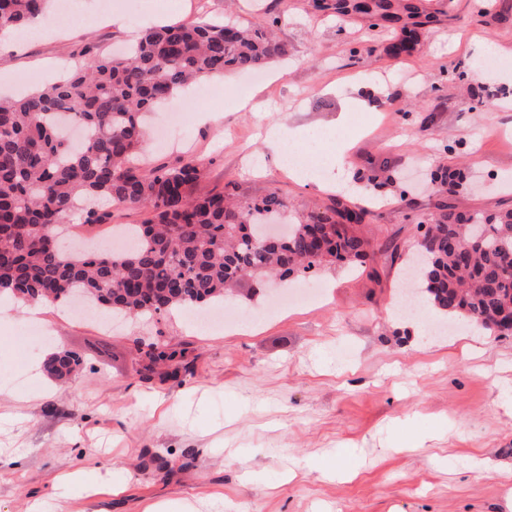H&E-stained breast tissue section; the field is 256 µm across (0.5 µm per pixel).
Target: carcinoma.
Wrapping results in <instances>:
<instances>
[{
	"label": "carcinoma",
	"instance_id": "1",
	"mask_svg": "<svg viewBox=\"0 0 512 512\" xmlns=\"http://www.w3.org/2000/svg\"><path fill=\"white\" fill-rule=\"evenodd\" d=\"M49 4L0 0V32L25 28ZM286 55L267 24L201 16L148 28L119 57L99 53L87 69L0 97V297L61 304L81 296L89 305L140 317L219 307L239 296L246 281L258 288L268 275L286 279L336 261H376L363 210L337 203L270 241L269 220L289 209L279 192L236 202L222 191L197 193L200 163H133L146 114L176 92ZM97 198L147 214L132 225L131 250L63 251L55 230L66 218L110 222L111 211L88 206ZM415 288L445 317L501 333L512 319V212L441 215L424 232ZM176 356L153 346L144 369ZM78 367L67 353L46 363L60 380Z\"/></svg>",
	"mask_w": 512,
	"mask_h": 512
}]
</instances>
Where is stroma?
<instances>
[{"label": "stroma", "instance_id": "35a3bbf8", "mask_svg": "<svg viewBox=\"0 0 512 512\" xmlns=\"http://www.w3.org/2000/svg\"><path fill=\"white\" fill-rule=\"evenodd\" d=\"M431 21L354 13L311 0H208V15L278 18L287 56L220 92L187 99L180 135L147 117L142 158L200 161L198 189L238 200L278 191L293 217L335 203L368 212L374 247L397 255L315 270L323 297L275 309L276 286L238 298L258 330L199 328L181 311L145 322L69 315L0 300V512H512V336L441 323L423 305L398 314L416 228L441 214L512 211V57L481 70L486 45L512 50V0H398ZM70 0L53 36L0 52V90L28 89L91 46L112 51L145 16L189 21L196 0ZM373 102L359 109L355 98ZM218 122L197 118L200 106ZM299 134L303 163L345 152V185L300 186L275 165L267 127ZM463 168L454 192L439 167ZM178 344L188 370L139 374L147 344ZM83 363L69 380L53 354ZM79 360L70 354H55L50 357L46 363V371L49 375L57 379H66L70 377L79 367Z\"/></svg>", "mask_w": 512, "mask_h": 512}]
</instances>
